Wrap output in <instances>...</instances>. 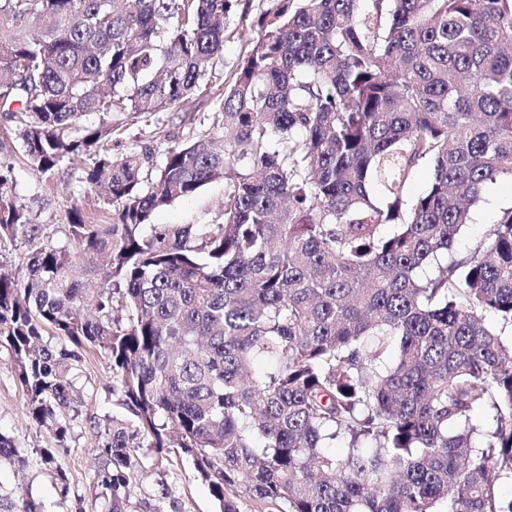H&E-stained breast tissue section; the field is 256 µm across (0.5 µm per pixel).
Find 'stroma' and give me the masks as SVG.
I'll return each mask as SVG.
<instances>
[{
  "instance_id": "stroma-1",
  "label": "stroma",
  "mask_w": 512,
  "mask_h": 512,
  "mask_svg": "<svg viewBox=\"0 0 512 512\" xmlns=\"http://www.w3.org/2000/svg\"><path fill=\"white\" fill-rule=\"evenodd\" d=\"M276 0H240L237 11L226 20L228 35L224 41V69L239 64L252 38L251 27L264 11L273 9ZM212 101L193 96L175 108L158 113L150 122L130 128L127 143H147L156 157L174 143L182 141L191 128L210 112ZM82 169L63 165L53 181L42 180L23 164L14 169L15 197L31 210L42 227L45 242L64 243L68 234L67 213L79 207L91 217L104 208L99 195L87 192L81 182ZM224 200V183L216 180L190 198L179 199L157 210V224H206L212 212ZM512 206V183L502 181L485 189L472 209V222L456 237L453 257L465 256L485 239L502 209ZM109 363L100 355L83 353L81 369L74 381L79 398L65 419L70 427L64 440H56L52 430L37 425L27 414L29 398L22 388L14 358L0 348V433L9 437L19 456L0 464V512H16L21 500L32 501L41 512H101L95 474L104 461L97 448L102 442L99 425L108 416L122 412L120 394L112 390ZM53 449L58 470L42 462V449ZM137 468L127 489L128 512H218L208 486L197 476L189 458L174 451L157 452L153 448L137 451Z\"/></svg>"
}]
</instances>
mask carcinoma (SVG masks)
Instances as JSON below:
<instances>
[{"instance_id": "obj_1", "label": "carcinoma", "mask_w": 512, "mask_h": 512, "mask_svg": "<svg viewBox=\"0 0 512 512\" xmlns=\"http://www.w3.org/2000/svg\"><path fill=\"white\" fill-rule=\"evenodd\" d=\"M237 2L0 0L24 162L46 179L79 161L112 206L72 208L46 244L0 162V240L28 246L0 275V347L31 419L69 430L80 357L51 333L105 358L122 396L103 512H124L143 447L190 457L221 512H512V341L485 322L512 327V207L448 257L512 180V0H276L207 129L159 164L112 154L214 95ZM218 179L210 223H152ZM512 206V183L498 182L490 185L482 194L481 201L472 209V224H468L456 237L451 256H465L473 246L485 239L500 211Z\"/></svg>"}]
</instances>
